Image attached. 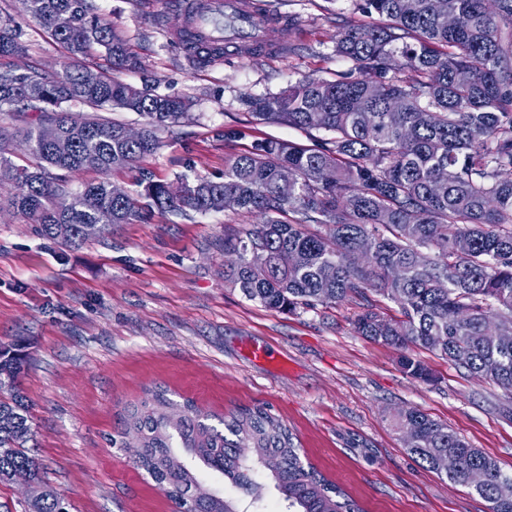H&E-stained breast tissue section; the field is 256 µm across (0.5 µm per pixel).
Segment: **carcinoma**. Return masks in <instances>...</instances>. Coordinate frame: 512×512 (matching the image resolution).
Wrapping results in <instances>:
<instances>
[{
	"mask_svg": "<svg viewBox=\"0 0 512 512\" xmlns=\"http://www.w3.org/2000/svg\"><path fill=\"white\" fill-rule=\"evenodd\" d=\"M354 6L374 18L336 34V54L353 63L355 75L305 77L278 96L247 99L256 120L295 127L310 145L260 140L224 176L183 179L176 195L145 174L142 190L121 199L110 197L106 179L70 194L49 169L132 166L185 117L183 99L104 76L88 86L83 66L61 76L33 65L0 71V108L41 114L24 134L37 160L31 170L11 161L12 137L0 130V182L14 185L0 207L30 215L43 235L72 246L85 241L86 224L107 233L157 211L224 212L225 198L233 197L234 212L260 218L224 235V251L236 255L224 282L246 298L292 312L369 288L395 302L399 317L370 305L356 315L355 331L400 351L407 375L432 379L415 355L428 349L512 389V0ZM24 7L70 55L96 45L113 61L135 65L126 40L90 0H24ZM64 13L71 24L59 30L56 17ZM21 35L0 20V58L13 55ZM68 102L134 112L144 119L142 137L130 141L126 124L62 108ZM52 133L70 140L69 155L54 151ZM283 180L295 186L286 198ZM310 224L320 231L307 232ZM359 253L366 257L361 265ZM435 336L444 337L442 345ZM23 363L20 349L0 346V483L35 482L42 487L37 512H67L29 446L28 405L16 389ZM393 422L422 467L464 486L479 468L485 482L474 492L489 512H512V473L418 409ZM119 425L120 445L129 436L138 440L134 465L194 512H242L243 502L206 483L204 471L224 476L251 505L273 493L284 512H362L304 464L291 433L264 408H240L212 424L193 401L156 389ZM450 453L460 463L452 474L442 465Z\"/></svg>",
	"mask_w": 512,
	"mask_h": 512,
	"instance_id": "cac0c4a2",
	"label": "carcinoma"
}]
</instances>
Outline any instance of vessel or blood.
I'll return each instance as SVG.
<instances>
[{
    "label": "vessel or blood",
    "instance_id": "vessel-or-blood-1",
    "mask_svg": "<svg viewBox=\"0 0 512 512\" xmlns=\"http://www.w3.org/2000/svg\"><path fill=\"white\" fill-rule=\"evenodd\" d=\"M207 4L208 12L201 16L195 14L192 0H187L185 10L191 13L192 20L185 32L178 36V43L190 41L201 49L221 45L227 52L243 55L250 51L254 44L252 34L255 27H264L269 33L275 29L273 23H261L248 0H207ZM227 15L241 16L242 21L238 29L227 32L215 26V19Z\"/></svg>",
    "mask_w": 512,
    "mask_h": 512
}]
</instances>
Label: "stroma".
Segmentation results:
<instances>
[{
    "instance_id": "obj_1",
    "label": "stroma",
    "mask_w": 512,
    "mask_h": 512,
    "mask_svg": "<svg viewBox=\"0 0 512 512\" xmlns=\"http://www.w3.org/2000/svg\"><path fill=\"white\" fill-rule=\"evenodd\" d=\"M185 0H92L120 32L141 67L131 70L96 50L91 64L112 80L185 97L189 115L161 132V146L107 177L128 191L142 174L222 175L255 140L302 143L305 133L256 121L244 97L269 98L306 76L350 73L336 55L339 28L367 23L353 0H264L283 18L274 57L191 65L171 35ZM22 32L19 54L0 69L38 65L57 75L73 60L19 0H0ZM236 136L225 139V130ZM230 211L158 214L118 224L100 238L62 246L34 220L0 212V345L21 344L18 387L28 404L44 478L69 512H176L166 493L111 439L124 409L162 388L208 414L261 406L289 430L306 460L363 512H488L470 488L422 468L392 423L416 408L447 425L512 472V390L456 367L440 353L417 356L431 381L408 376L398 352L360 336L353 320L374 291L288 313L248 300L224 282V235L256 223ZM278 364L256 362L255 347Z\"/></svg>"
}]
</instances>
